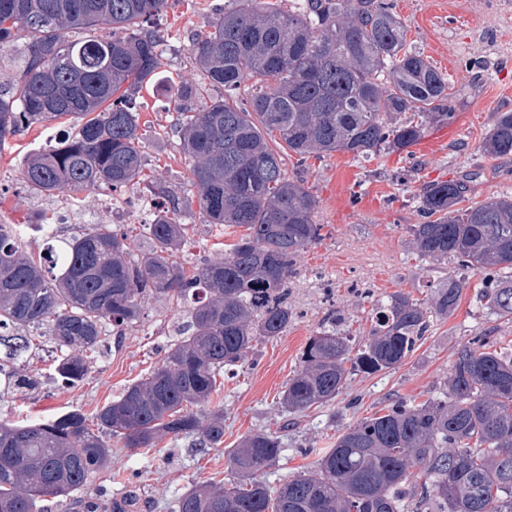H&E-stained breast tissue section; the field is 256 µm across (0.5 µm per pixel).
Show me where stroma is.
<instances>
[{
    "label": "stroma",
    "mask_w": 512,
    "mask_h": 512,
    "mask_svg": "<svg viewBox=\"0 0 512 512\" xmlns=\"http://www.w3.org/2000/svg\"><path fill=\"white\" fill-rule=\"evenodd\" d=\"M218 0H172L159 24L164 35L163 59L154 83L137 101L144 130L146 174L181 200L179 223L187 227L188 243L173 259L186 270L223 256L239 228L205 223L188 183L189 162L174 131L177 113L171 100L173 84L183 80L206 86L193 72L188 49L193 36L206 34ZM407 28V39L448 77L457 110L447 126L448 138L426 152L414 146L413 156L383 153L366 160L334 153L318 159H284L287 176L304 180L319 200L315 215L323 238L297 258L288 284V305L294 318L276 338L260 342L254 363L224 370L214 403L224 409V443L203 453L192 438L163 439L153 448L131 450L112 444L108 470L94 474L85 495L111 502L136 491L137 512H172L175 497L187 486L206 480L227 482L235 473L228 452L246 435L278 436L284 450L279 461L263 472L276 487L310 468L319 452L359 420L373 416L398 399L440 396L453 354L476 336L488 334L498 347L512 349V320L496 317L484 305L482 277L460 270L452 260L420 257L409 244L410 225L421 223L416 196L433 180H463L468 191L462 208L493 196H512V155L490 157L481 145L495 112L512 109V0H394ZM60 121L22 131L0 150V224H24L23 249L34 256L47 253L41 225L62 226L65 236L89 224L131 227V245H149L143 212L127 198L149 199L143 187L112 191L89 188L51 196L19 190L18 169L29 152L55 144ZM462 280L460 303L449 316H434L415 350L398 367L377 373L352 374L336 400L311 407L285 424L279 401L299 367V354L309 336L319 331L329 310L343 317V330L361 345L374 323L378 301L405 292L429 301L435 287L448 278ZM186 320L183 306L150 299L143 319L127 326L121 342L106 338L83 381L62 385L54 372L58 355L50 337L31 331L33 347L17 363L21 372L41 376L32 395L0 390V420L26 423L71 410L94 417L129 383L161 363L165 348Z\"/></svg>",
    "instance_id": "35a3bbf8"
}]
</instances>
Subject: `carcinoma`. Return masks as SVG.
Segmentation results:
<instances>
[{
  "label": "carcinoma",
  "instance_id": "1",
  "mask_svg": "<svg viewBox=\"0 0 512 512\" xmlns=\"http://www.w3.org/2000/svg\"><path fill=\"white\" fill-rule=\"evenodd\" d=\"M227 0L211 30L191 39L193 70L221 97L187 81L174 86L183 115L178 134L189 183L208 224L245 233L188 274L171 260L186 241L178 197L147 181L136 97L156 78L164 42L156 21L169 0H0V144L48 120L74 132L30 156L18 181L38 195L86 187L112 191L142 183L158 201L144 229L151 247L132 253L123 224H90L61 240L56 258L18 245L17 225L0 224V373L30 349L24 331L44 328L60 355L65 385L82 381L86 353L140 319L147 296L187 307L188 320L161 364L124 387L96 414L77 410L18 425L0 421V512H49L73 499L111 457L109 439L152 448L165 437H194L202 449L224 443V411L211 408L217 376L249 361L258 343L292 321L288 281L295 257L323 239L318 199L287 177L285 151L305 159L403 152L455 116L448 78L407 45L393 0ZM262 83L247 99L240 86ZM410 112L414 119L401 115ZM483 154H512V110L497 112ZM461 181H431L417 194L427 217L409 228L412 249L456 258L486 275L482 299L512 318V196L465 210ZM463 283L448 279L420 303L396 292L380 303L368 338L354 349L328 325L309 337L280 406L296 415L336 399L354 371L400 365L422 340L429 318L458 306ZM22 395L38 377L11 370ZM278 437L257 432L229 454L238 480L193 485L173 512H512V351L478 336L458 348L442 396L398 400L348 427L315 465L278 487L262 477L279 460ZM416 469L422 480L409 481Z\"/></svg>",
  "mask_w": 512,
  "mask_h": 512
}]
</instances>
